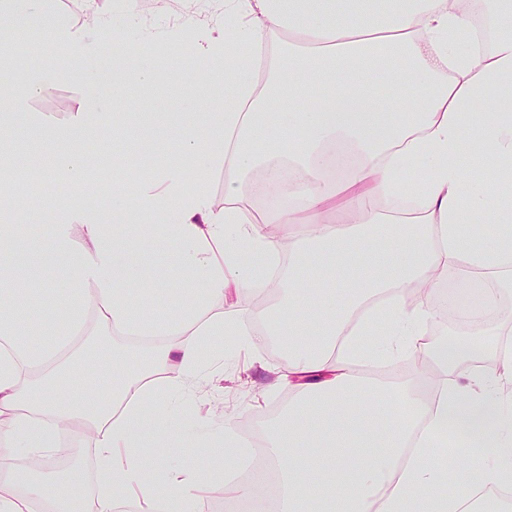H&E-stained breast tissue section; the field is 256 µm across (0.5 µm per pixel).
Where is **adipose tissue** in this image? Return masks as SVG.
Here are the masks:
<instances>
[{
    "label": "adipose tissue",
    "instance_id": "1",
    "mask_svg": "<svg viewBox=\"0 0 512 512\" xmlns=\"http://www.w3.org/2000/svg\"><path fill=\"white\" fill-rule=\"evenodd\" d=\"M482 5L488 38L468 0H224L222 21L190 14L183 24V50L205 62L185 84L184 110L160 100L134 115L138 128L176 131L174 159L96 202L45 200L43 211L62 219L48 235L29 223L27 200L0 186V451L27 458L0 468V512L38 503L50 512H200L213 493H254L261 476L237 488L224 479L237 463L232 423L215 441L164 411L205 386L202 369L223 358L225 337L251 342L256 320L263 341L287 353L279 384L290 400L263 442L279 473L277 512H473L481 492L512 485V401L499 393L512 381V340H499L489 362L467 341L424 342L438 312L406 294L440 271L465 280L512 272V113L489 101L512 96V0ZM103 21L97 0H84L77 21L54 0H0L1 70L16 67L9 46L41 31L63 49L0 90L1 176L16 130L28 126L53 155L58 182H86L80 147L100 133L101 100L158 81L168 46L128 30L112 31L125 61L111 85L68 51L78 27ZM387 57L404 69L382 71ZM59 81L81 87L77 114L33 121L25 101ZM220 84L224 97L200 125V99ZM272 112L283 125H269ZM469 139L479 151H465ZM331 164L342 181L326 178ZM259 166L287 171L278 189L290 206L267 215L241 206L236 177ZM218 169L219 209L210 191ZM410 170L420 183L415 215L380 211ZM336 207L349 224H333ZM466 214L495 232L466 231ZM283 235L295 245L284 269ZM45 270L58 283L47 299L31 284ZM260 270L277 302L254 314L225 305ZM92 331L122 337L124 350L108 361L82 353ZM403 353L423 355L439 381L407 389L359 373ZM75 371L92 394L70 392ZM379 400L409 412L383 414ZM71 429L99 463V491L88 498L83 469L61 480L43 472ZM452 429L479 440L480 454L458 458ZM196 446L203 459L176 463L178 449Z\"/></svg>",
    "mask_w": 512,
    "mask_h": 512
}]
</instances>
